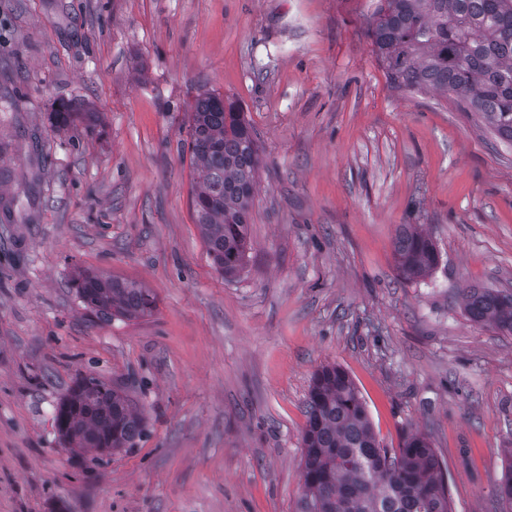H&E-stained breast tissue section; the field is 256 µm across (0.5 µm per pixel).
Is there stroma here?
Instances as JSON below:
<instances>
[{
    "mask_svg": "<svg viewBox=\"0 0 512 512\" xmlns=\"http://www.w3.org/2000/svg\"><path fill=\"white\" fill-rule=\"evenodd\" d=\"M381 0H0V512H295L315 371L343 367L381 445L429 436L453 512L495 496L512 442V336L468 288L512 291V145L456 99L395 87ZM251 121L249 261L227 281L191 205L197 98ZM69 103L96 115L56 119ZM405 224L440 263L403 280ZM134 282L157 308L99 319L73 284ZM85 376L143 410L93 465L55 412Z\"/></svg>",
    "mask_w": 512,
    "mask_h": 512,
    "instance_id": "obj_1",
    "label": "stroma"
}]
</instances>
